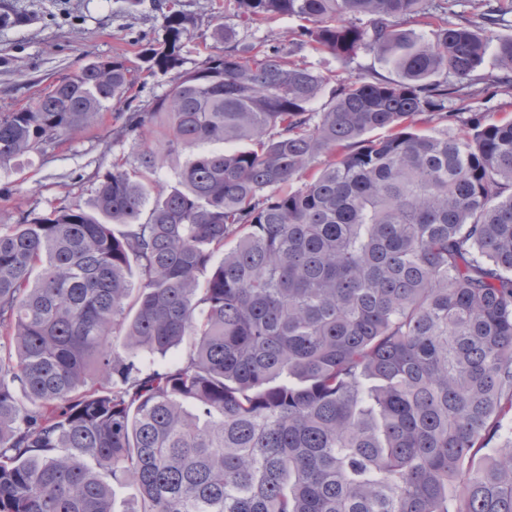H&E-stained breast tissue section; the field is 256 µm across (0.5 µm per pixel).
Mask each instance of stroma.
Instances as JSON below:
<instances>
[{
    "label": "stroma",
    "instance_id": "1",
    "mask_svg": "<svg viewBox=\"0 0 512 512\" xmlns=\"http://www.w3.org/2000/svg\"><path fill=\"white\" fill-rule=\"evenodd\" d=\"M197 20L193 42L219 24H235L225 0H177ZM168 0H0V9L24 16L14 27L0 28V113L28 105L59 76L91 60L119 56L138 67L140 39L163 34ZM298 61L342 78L385 66L371 54L342 65L330 53L303 50ZM117 112L108 109L101 126L59 144L51 154L32 155L20 167L0 169V225L15 223L19 212L48 214L63 199L88 200L90 176L111 168L130 152L112 143Z\"/></svg>",
    "mask_w": 512,
    "mask_h": 512
}]
</instances>
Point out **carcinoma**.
<instances>
[{
  "instance_id": "1",
  "label": "carcinoma",
  "mask_w": 512,
  "mask_h": 512,
  "mask_svg": "<svg viewBox=\"0 0 512 512\" xmlns=\"http://www.w3.org/2000/svg\"><path fill=\"white\" fill-rule=\"evenodd\" d=\"M236 2L299 24H219L187 68L172 4L138 53L164 92L96 59L0 113V168L116 105L133 141L0 225V512H112L114 482L140 512H512V120L427 129L512 73L510 38L477 74L512 0ZM307 47L396 77L334 86ZM297 21L293 18H281L272 28L260 25L249 30L251 38L256 42H268L278 36L286 35L288 30L295 27ZM270 43V42H268ZM169 80L170 75L146 76V73H142L132 91V95L137 96L134 104H137L139 100L150 97L152 94L162 93L168 87Z\"/></svg>"
}]
</instances>
